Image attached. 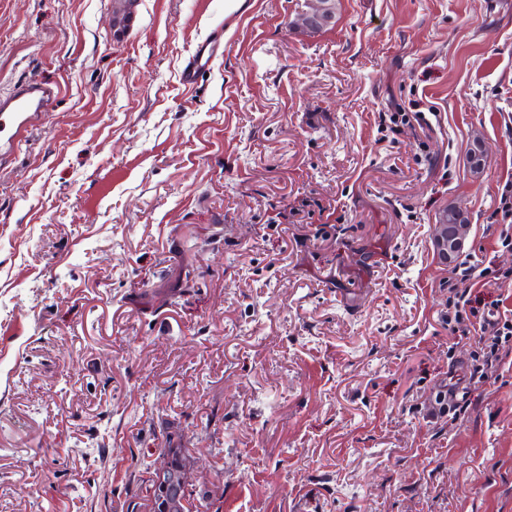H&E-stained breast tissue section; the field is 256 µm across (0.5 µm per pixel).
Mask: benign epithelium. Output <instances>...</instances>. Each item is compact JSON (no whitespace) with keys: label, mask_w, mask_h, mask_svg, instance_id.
Segmentation results:
<instances>
[{"label":"benign epithelium","mask_w":512,"mask_h":512,"mask_svg":"<svg viewBox=\"0 0 512 512\" xmlns=\"http://www.w3.org/2000/svg\"><path fill=\"white\" fill-rule=\"evenodd\" d=\"M136 0H126L125 12L114 16L112 28L122 33L131 23ZM334 19L331 0H312L311 9L303 14L298 25L306 30L326 25ZM465 236L454 225L445 224L440 216L436 225L434 247L438 257L445 263L453 261L462 251ZM152 465L151 477L146 489L149 512H187L189 505L179 492L180 487L193 485L195 476L190 458L177 448H157Z\"/></svg>","instance_id":"7a95c632"}]
</instances>
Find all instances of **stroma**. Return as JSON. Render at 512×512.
Returning a JSON list of instances; mask_svg holds the SVG:
<instances>
[{"instance_id": "obj_1", "label": "stroma", "mask_w": 512, "mask_h": 512, "mask_svg": "<svg viewBox=\"0 0 512 512\" xmlns=\"http://www.w3.org/2000/svg\"><path fill=\"white\" fill-rule=\"evenodd\" d=\"M303 3L138 0L117 35L113 0H0V94L60 86L0 168V512H129L168 447L220 512H512V355L428 414L477 346L439 319L440 213L512 267V0L313 33ZM220 45L221 40L214 39L208 43H203L195 50L181 73V81L184 85L194 87L198 84L203 74L210 70ZM499 204L491 215V224L502 226L499 240L503 247L512 246V180L506 181L500 191Z\"/></svg>"}]
</instances>
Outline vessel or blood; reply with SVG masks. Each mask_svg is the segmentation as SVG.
Returning <instances> with one entry per match:
<instances>
[{
    "label": "vessel or blood",
    "mask_w": 512,
    "mask_h": 512,
    "mask_svg": "<svg viewBox=\"0 0 512 512\" xmlns=\"http://www.w3.org/2000/svg\"><path fill=\"white\" fill-rule=\"evenodd\" d=\"M220 45V40L215 39L195 50L181 73L184 85L198 84L210 69ZM58 93L55 83L31 79L0 95V167L10 163L22 143L43 125Z\"/></svg>",
    "instance_id": "vessel-or-blood-1"
}]
</instances>
